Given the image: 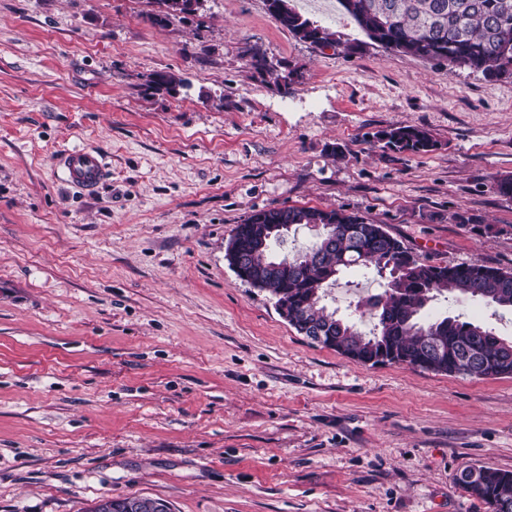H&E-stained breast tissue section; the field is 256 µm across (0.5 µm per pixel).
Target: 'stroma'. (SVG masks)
I'll list each match as a JSON object with an SVG mask.
<instances>
[{"label":"stroma","instance_id":"obj_1","mask_svg":"<svg viewBox=\"0 0 512 512\" xmlns=\"http://www.w3.org/2000/svg\"><path fill=\"white\" fill-rule=\"evenodd\" d=\"M295 0L358 37L340 5ZM0 0V512L101 497L172 512H486L463 470L512 471V376L368 365L314 343L226 259L237 224L343 208L421 261L512 269V80L295 38L265 0ZM273 66L292 73L270 84ZM180 76L147 94L150 73ZM439 147L382 150L390 126ZM64 148L108 163L95 192ZM386 280L343 270L345 317ZM512 340V310L440 295ZM182 1V3H179ZM192 0H153L156 9L151 14L152 22L163 26L182 14H189L195 11L190 8L189 3ZM180 18V17H179ZM56 166L66 182L85 191L93 190L107 171L104 157L87 148L61 150Z\"/></svg>","mask_w":512,"mask_h":512}]
</instances>
